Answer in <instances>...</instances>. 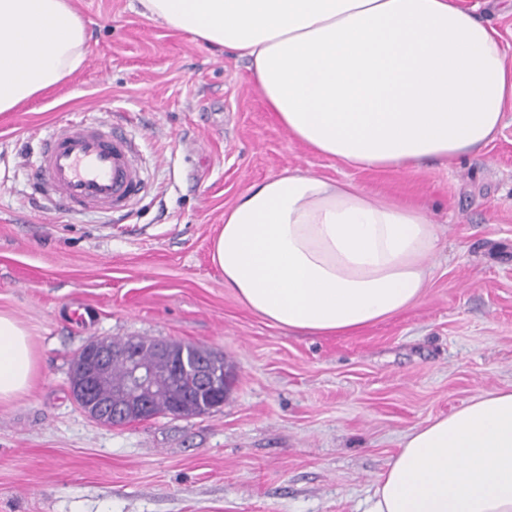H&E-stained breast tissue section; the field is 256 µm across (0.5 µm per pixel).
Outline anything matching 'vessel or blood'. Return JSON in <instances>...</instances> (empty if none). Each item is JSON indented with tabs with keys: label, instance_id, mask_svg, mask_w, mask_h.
I'll return each instance as SVG.
<instances>
[{
	"label": "vessel or blood",
	"instance_id": "obj_1",
	"mask_svg": "<svg viewBox=\"0 0 512 512\" xmlns=\"http://www.w3.org/2000/svg\"><path fill=\"white\" fill-rule=\"evenodd\" d=\"M144 184L133 141L103 122L72 121L45 139L36 189L75 210H114L134 201Z\"/></svg>",
	"mask_w": 512,
	"mask_h": 512
}]
</instances>
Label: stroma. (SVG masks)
Returning a JSON list of instances; mask_svg holds the SVG:
<instances>
[{
    "mask_svg": "<svg viewBox=\"0 0 512 512\" xmlns=\"http://www.w3.org/2000/svg\"><path fill=\"white\" fill-rule=\"evenodd\" d=\"M71 3L87 26L81 67L0 112V313L37 356L30 389L0 404V512H364L412 426L512 385V109L478 157L350 170L289 138L244 58L135 0ZM78 119L136 140L146 181L128 209L54 214L32 201L39 138ZM287 169L423 206L440 231L423 299L343 336L250 311L213 241L241 193ZM102 336L222 355L223 406L97 424L70 375Z\"/></svg>",
    "mask_w": 512,
    "mask_h": 512,
    "instance_id": "stroma-1",
    "label": "stroma"
}]
</instances>
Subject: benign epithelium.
<instances>
[{
    "instance_id": "benign-epithelium-1",
    "label": "benign epithelium",
    "mask_w": 512,
    "mask_h": 512,
    "mask_svg": "<svg viewBox=\"0 0 512 512\" xmlns=\"http://www.w3.org/2000/svg\"><path fill=\"white\" fill-rule=\"evenodd\" d=\"M79 355L81 359L74 365L73 378L75 392L80 407L96 422L115 426L124 420L130 409H135L144 418H149L150 395L163 388H172L185 371L189 372L201 390H208L221 398L224 396V380L219 377V362L201 349V356L188 366L181 358L174 357L166 345L156 347L154 361L144 363L140 360L139 346L132 339L104 338L99 346H84ZM115 359L125 360L128 368L125 382L118 387L119 392L131 397V403H118L115 399L101 400L98 391L111 380V364ZM169 363L162 371L156 362Z\"/></svg>"
}]
</instances>
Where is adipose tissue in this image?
<instances>
[{
  "instance_id": "ef3b65f1",
  "label": "adipose tissue",
  "mask_w": 512,
  "mask_h": 512,
  "mask_svg": "<svg viewBox=\"0 0 512 512\" xmlns=\"http://www.w3.org/2000/svg\"><path fill=\"white\" fill-rule=\"evenodd\" d=\"M138 2L168 28L248 58L290 138L351 169L468 158L512 105L500 35L462 0ZM86 47L68 0H0V112L64 81ZM438 236L421 207L288 169L225 211L212 259L274 325L345 335L423 298ZM36 371L26 329L0 314V404ZM365 512H512V386L410 428Z\"/></svg>"
}]
</instances>
